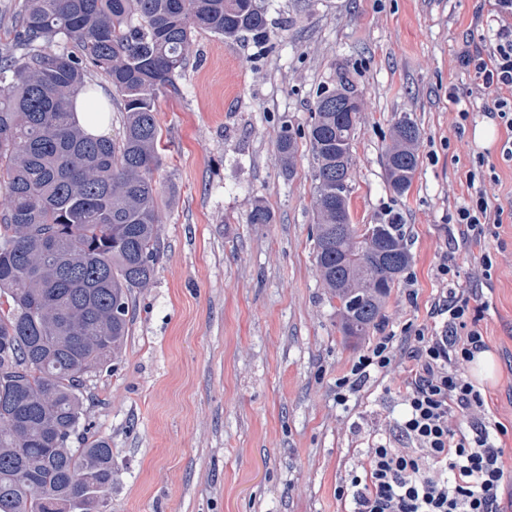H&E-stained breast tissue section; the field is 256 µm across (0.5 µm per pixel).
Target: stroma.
I'll list each match as a JSON object with an SVG mask.
<instances>
[{
	"instance_id": "obj_1",
	"label": "stroma",
	"mask_w": 512,
	"mask_h": 512,
	"mask_svg": "<svg viewBox=\"0 0 512 512\" xmlns=\"http://www.w3.org/2000/svg\"><path fill=\"white\" fill-rule=\"evenodd\" d=\"M269 32L227 42L193 32L177 77L160 97L166 149L154 177L162 222L151 288L134 301L127 343L93 382L88 409L109 440L119 479L111 512H339L336 487L368 448L395 437L406 374L370 379L347 404L336 381L379 337L404 342L428 322L448 256L463 291L494 259L470 303L497 362L482 386L512 467V222L480 244H452L448 219L483 167L492 206L512 209V132L486 117L491 96L461 67L467 35L489 36L491 0H263ZM347 69L362 99L352 149L353 223L399 216L411 260L369 336L339 329L315 264V163L305 133L316 92ZM468 120H461V113ZM419 127L418 169L404 196L390 189L384 154L395 119ZM495 144L479 147L476 126ZM298 131L292 169L276 143ZM272 221L248 223L255 203Z\"/></svg>"
}]
</instances>
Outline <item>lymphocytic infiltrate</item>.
<instances>
[{
  "label": "lymphocytic infiltrate",
  "instance_id": "f902f5d3",
  "mask_svg": "<svg viewBox=\"0 0 512 512\" xmlns=\"http://www.w3.org/2000/svg\"><path fill=\"white\" fill-rule=\"evenodd\" d=\"M496 41L488 46L463 44L458 58L475 80L494 96L499 117L512 108V0H494ZM469 176V200L456 210L453 240L480 243L488 227L503 222L504 210L491 207ZM417 326L408 345L381 337L336 382L337 402L360 392L371 376H387L393 365L407 367L402 445L378 444L345 484L336 488L351 512H500L499 487L508 473L497 437L504 427L491 421L482 393L462 369L486 350L481 329L471 322L464 294L443 291Z\"/></svg>",
  "mask_w": 512,
  "mask_h": 512
}]
</instances>
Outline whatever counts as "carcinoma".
Returning a JSON list of instances; mask_svg holds the SVG:
<instances>
[{
    "label": "carcinoma",
    "mask_w": 512,
    "mask_h": 512,
    "mask_svg": "<svg viewBox=\"0 0 512 512\" xmlns=\"http://www.w3.org/2000/svg\"><path fill=\"white\" fill-rule=\"evenodd\" d=\"M194 29L260 41L268 19L261 0H24L13 36L0 42V183L9 189L0 208V512H110L117 470L111 444L86 423L87 390L125 345L133 296L154 281L156 102L179 94ZM92 72L123 106L117 143L72 121ZM361 111L341 68L336 85L317 93L305 133L317 161V272L342 332L356 337L383 318L410 261L399 217L351 220ZM298 136L281 127L282 161ZM419 138L410 117L393 123L384 166L399 196L417 170ZM384 251L397 256L390 267Z\"/></svg>",
    "instance_id": "cac0c4a2"
}]
</instances>
